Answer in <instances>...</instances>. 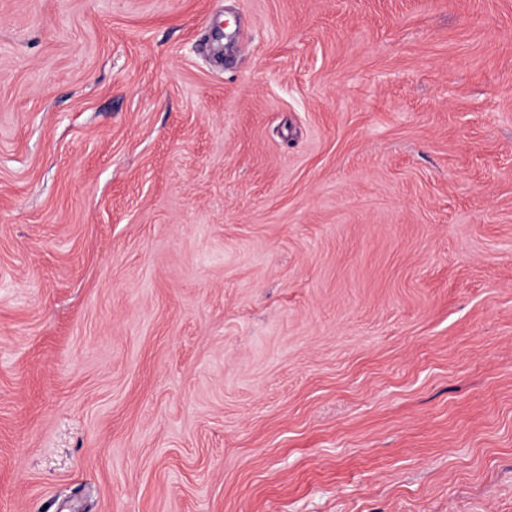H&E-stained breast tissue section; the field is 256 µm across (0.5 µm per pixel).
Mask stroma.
I'll return each mask as SVG.
<instances>
[{"label": "stroma", "instance_id": "stroma-1", "mask_svg": "<svg viewBox=\"0 0 512 512\" xmlns=\"http://www.w3.org/2000/svg\"><path fill=\"white\" fill-rule=\"evenodd\" d=\"M0 512H512V0H0Z\"/></svg>", "mask_w": 512, "mask_h": 512}]
</instances>
